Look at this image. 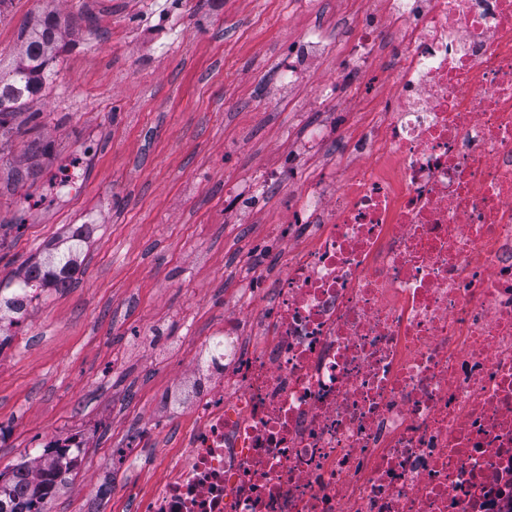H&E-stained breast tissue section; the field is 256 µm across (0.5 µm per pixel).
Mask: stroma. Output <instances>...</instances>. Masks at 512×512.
Here are the masks:
<instances>
[{"instance_id": "1", "label": "stroma", "mask_w": 512, "mask_h": 512, "mask_svg": "<svg viewBox=\"0 0 512 512\" xmlns=\"http://www.w3.org/2000/svg\"><path fill=\"white\" fill-rule=\"evenodd\" d=\"M362 0H8L0 61L17 55L46 11L76 18L56 74L28 105L47 151L19 134L0 140V288L29 264L85 239L68 288H49L20 324L0 315V471L32 459L51 436L87 432L74 471L49 512H84L108 475V512H137L136 488L160 479L191 429L188 390L224 301L245 287L254 255L275 241L295 255L290 216L302 191L356 171L361 159L308 153L302 135L324 119L356 137L394 83L384 62L351 77L346 31L319 55L304 31L363 11ZM169 44L158 55L155 44ZM295 70L293 85L280 81ZM335 84L321 100V84ZM82 160L81 185L47 193ZM288 160L287 189L234 206L225 194Z\"/></svg>"}]
</instances>
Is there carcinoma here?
<instances>
[{"label": "carcinoma", "instance_id": "cac0c4a2", "mask_svg": "<svg viewBox=\"0 0 512 512\" xmlns=\"http://www.w3.org/2000/svg\"><path fill=\"white\" fill-rule=\"evenodd\" d=\"M73 25L74 21H63L54 12L45 13L26 37L18 59L0 71L1 131L41 93L50 77L49 63L60 49L63 34ZM81 243V237L73 235L67 250L54 253L46 265H30L15 288H23L34 280L47 288L70 287L75 272L73 252ZM40 457L46 461L35 472L25 461L0 472V512H45L44 507L54 498L62 474L71 473L75 467L72 454L64 451L45 448Z\"/></svg>", "mask_w": 512, "mask_h": 512}]
</instances>
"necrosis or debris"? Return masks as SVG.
<instances>
[{
  "instance_id": "4bbe7bcc",
  "label": "necrosis or debris",
  "mask_w": 512,
  "mask_h": 512,
  "mask_svg": "<svg viewBox=\"0 0 512 512\" xmlns=\"http://www.w3.org/2000/svg\"><path fill=\"white\" fill-rule=\"evenodd\" d=\"M357 67L394 100L305 190L309 242L228 300L196 425L139 512H512V0H367Z\"/></svg>"
}]
</instances>
